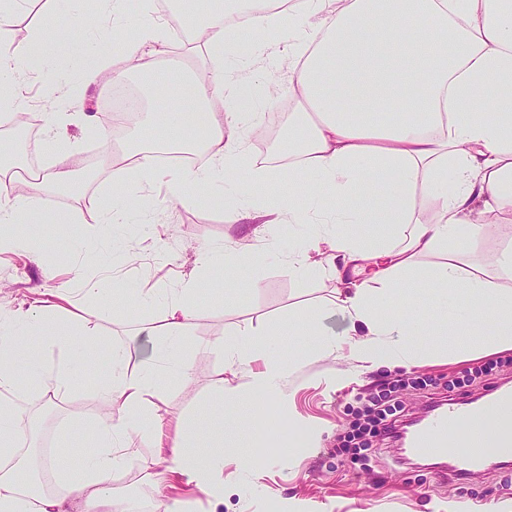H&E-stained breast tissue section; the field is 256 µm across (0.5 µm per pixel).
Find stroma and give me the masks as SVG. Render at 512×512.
<instances>
[{
	"instance_id": "obj_1",
	"label": "stroma",
	"mask_w": 512,
	"mask_h": 512,
	"mask_svg": "<svg viewBox=\"0 0 512 512\" xmlns=\"http://www.w3.org/2000/svg\"><path fill=\"white\" fill-rule=\"evenodd\" d=\"M292 60L287 46L266 51L259 65L262 78L255 89L260 102L256 124L247 129L245 151L253 158L264 157L273 179L266 188L283 189L285 172L275 158L276 150L266 136L290 115V102L281 99L277 109L268 110L263 102L269 84L287 92ZM67 138L71 145L68 159L87 163L90 174L80 192L102 207L112 190V169L101 165L102 147L93 124L69 121ZM249 170H240L210 191L207 198L193 202L173 201L166 181L157 182L151 192L150 223L132 218L129 224L108 229L92 223L89 213L77 211L76 202L67 194L50 193L42 208L50 213L76 211L79 222L71 233L58 226L32 224L18 227V234L39 237L45 250L27 257L0 252V308L15 310L28 305L47 289L63 286L71 289L74 303L63 312L61 321L76 325L83 316H91L97 334L129 347L140 357L151 353L152 339L145 326L166 333L167 316L161 302L133 307L123 299L125 288L134 284L172 293L187 281L196 284L197 314L186 336L184 357L190 363L194 380L167 386L166 401L155 415L134 418L129 443L139 455L131 459L116 480L119 490L118 512H152L156 493L146 481L142 464L152 452L150 426L153 416H161L174 425L183 421L208 397V383L226 359L212 346L228 330H274L279 334L281 352H288L294 339L288 334V316L309 301L328 296L331 280L318 275L292 276L288 273V255L306 248L312 233L307 224H282L276 229L275 243L266 249L263 259L237 268L232 275L221 276L203 270L200 251L223 248L234 242L247 248L254 243L253 231L264 223L263 212L252 209L243 189L253 187ZM248 210L249 216L235 224L226 223L229 210ZM94 249L97 263L86 266L84 252ZM97 282L101 295L92 299L84 291L85 280ZM501 366L483 382L462 389H448L447 383L462 370V363L449 362L439 354L436 362L413 369L397 367L363 372L355 378L340 377L346 363L335 355L310 361L290 377L284 404L273 408L277 431L268 449L269 461L263 473L240 471L233 453L224 457V478L231 489L223 501H215L186 480H178L170 494L185 499L189 512H435L438 505L463 502L476 512H488L492 506L512 503V463L485 465L464 479H456L447 465L405 456L395 440L373 443L365 464L353 467L338 446L345 431L348 408L357 393L379 392L383 383L416 375L429 379L426 389L405 388L403 401L406 419L423 416L432 407L452 399L484 400L488 390L512 386V352L498 354ZM108 377L105 360H97L77 369L73 385L66 392H44L38 386L18 400L19 416L31 422L42 411L53 417L44 437H28V446L42 448L44 442L67 451L66 462L79 468L93 456V439L75 443L66 440L73 421L72 411L82 407L90 421H100L93 388Z\"/></svg>"
}]
</instances>
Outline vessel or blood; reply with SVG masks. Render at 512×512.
<instances>
[{"instance_id":"vessel-or-blood-1","label":"vessel or blood","mask_w":512,"mask_h":512,"mask_svg":"<svg viewBox=\"0 0 512 512\" xmlns=\"http://www.w3.org/2000/svg\"><path fill=\"white\" fill-rule=\"evenodd\" d=\"M406 445L412 456H452L457 475H469L490 456L512 458V387L477 403L454 400L420 420Z\"/></svg>"}]
</instances>
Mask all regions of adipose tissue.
<instances>
[{"label": "adipose tissue", "mask_w": 512, "mask_h": 512, "mask_svg": "<svg viewBox=\"0 0 512 512\" xmlns=\"http://www.w3.org/2000/svg\"><path fill=\"white\" fill-rule=\"evenodd\" d=\"M269 0H189L207 33L205 49L214 56L277 37L288 41L294 58L288 92L297 105L296 127L303 138L288 141V170L305 172L304 195L268 206L276 225L314 217L312 250L330 241L336 253L324 274L336 286L329 298L311 302L289 326L310 343L289 354L274 349L270 332L235 330L214 343L244 382L216 371L209 389L219 409L205 406L192 431L168 434L155 419L153 455L147 478L164 484L187 478L198 490L223 501L224 455L238 451L242 471L265 464L270 406L283 403L284 382L309 357L336 354L356 367H416L437 349L419 318L409 310L417 300L405 287L420 256L442 255L427 275L434 303L452 309L454 320L440 318L435 333L448 337L452 359L512 350V242L497 252L492 270L469 256L492 224L512 223V0H303L302 15L319 18L315 28L300 17L270 13ZM14 0H0V76L17 63L38 56L44 62L73 57L82 62L84 87L117 83L131 73L147 75L150 97L164 98L170 111L155 112L152 126H181L183 138L147 141L125 150L122 167L112 171V197L98 217L112 227L129 223L140 207L138 188L167 178L172 196L190 202L237 172L245 161L238 126L254 104V83L237 72L216 70L207 80L185 69L176 83H161L152 73L172 51L165 20L145 10L138 35H124V0H100L98 11L73 25L56 11L33 29L29 43L10 41ZM245 15L252 32L245 41L228 37L227 19ZM111 22L122 37L125 67L89 51L83 34ZM65 113L49 110L45 143L55 163L20 170L0 163V226L70 224L71 213L47 215L42 195L68 191L79 174L58 159L67 145ZM174 150L206 155V164L167 172L155 154ZM435 206L433 219L418 216L423 201ZM28 308L0 313V512H115L113 483L133 454L126 442L131 419L150 401H164L163 378L188 383L193 372L180 340L195 317V285L185 283L165 307L171 335L154 337L149 358L134 361L132 351L106 343L88 323L63 328L56 314L68 302L60 288ZM340 314L349 322L340 335L327 333L322 320ZM33 336L59 349L61 361L45 367L27 351ZM107 352L110 376L95 390L106 419L92 428L74 427L68 438L93 436L98 451L79 469L57 450L43 460L57 490L36 491L25 461V433L17 399L22 378L39 376L47 391L69 389L73 371ZM261 369H253L255 361Z\"/></svg>", "instance_id": "1"}]
</instances>
